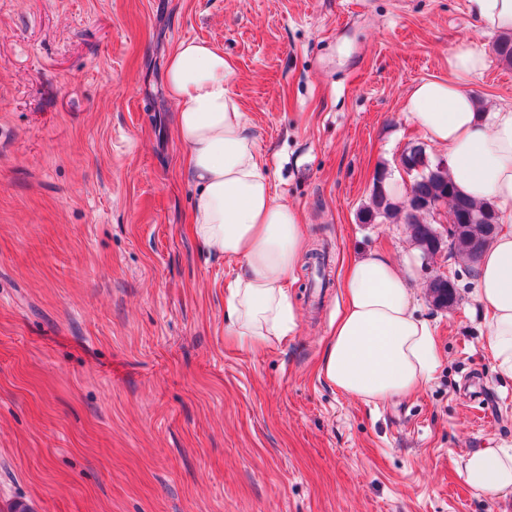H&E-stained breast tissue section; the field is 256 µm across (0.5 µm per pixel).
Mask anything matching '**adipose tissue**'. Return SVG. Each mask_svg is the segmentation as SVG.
Instances as JSON below:
<instances>
[{
  "label": "adipose tissue",
  "instance_id": "ef3b65f1",
  "mask_svg": "<svg viewBox=\"0 0 512 512\" xmlns=\"http://www.w3.org/2000/svg\"><path fill=\"white\" fill-rule=\"evenodd\" d=\"M484 53L460 42L448 75L415 84L403 102L424 137L448 150V174L462 196L494 203L506 228L475 269L474 296L488 314L485 348L500 377L512 378V104L485 109L469 90ZM235 73L222 50L179 42L167 60V92L177 106L175 136L195 184L190 230L207 249L238 261L224 290V327L239 345L273 346L299 326L288 284L306 253L295 207L278 201L256 138L228 84ZM410 263L369 253L353 262L318 371L337 391L375 403L426 384L438 355L430 324L417 315ZM467 483L512 492V447L480 448L462 459Z\"/></svg>",
  "mask_w": 512,
  "mask_h": 512
}]
</instances>
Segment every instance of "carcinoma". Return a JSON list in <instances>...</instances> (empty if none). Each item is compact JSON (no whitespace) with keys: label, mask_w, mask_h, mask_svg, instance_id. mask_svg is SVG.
<instances>
[{"label":"carcinoma","mask_w":512,"mask_h":512,"mask_svg":"<svg viewBox=\"0 0 512 512\" xmlns=\"http://www.w3.org/2000/svg\"><path fill=\"white\" fill-rule=\"evenodd\" d=\"M403 160L409 167L421 168L411 176L404 197L399 200L389 191L386 171L376 172L371 203L360 213L361 223L373 224L379 218L401 215L404 224L411 226L409 237L422 256L432 258L446 248L451 257L477 262L485 244L494 236L492 226L499 224L497 211L460 195L448 178L447 167L432 163L423 147L410 148ZM438 204L451 205V220L458 224L455 233L448 238L437 234V225L427 220L430 209ZM427 288L437 308L447 307L448 301L453 299L448 282L438 277L429 280Z\"/></svg>","instance_id":"carcinoma-1"}]
</instances>
